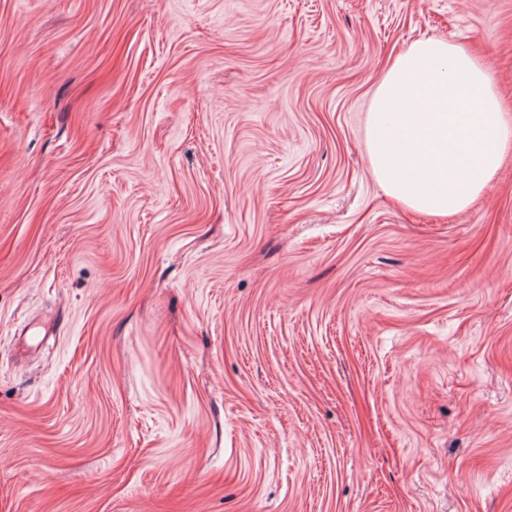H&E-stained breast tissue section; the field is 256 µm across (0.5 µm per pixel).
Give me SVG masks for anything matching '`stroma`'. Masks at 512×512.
I'll return each instance as SVG.
<instances>
[{"mask_svg":"<svg viewBox=\"0 0 512 512\" xmlns=\"http://www.w3.org/2000/svg\"><path fill=\"white\" fill-rule=\"evenodd\" d=\"M512 0H0V512H512V152L377 182L420 38Z\"/></svg>","mask_w":512,"mask_h":512,"instance_id":"1","label":"stroma"}]
</instances>
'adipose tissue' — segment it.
I'll return each instance as SVG.
<instances>
[{
    "label": "adipose tissue",
    "instance_id": "obj_1",
    "mask_svg": "<svg viewBox=\"0 0 512 512\" xmlns=\"http://www.w3.org/2000/svg\"><path fill=\"white\" fill-rule=\"evenodd\" d=\"M373 173L406 208L433 216L465 210L512 151L486 64L435 38L413 41L392 62L367 117Z\"/></svg>",
    "mask_w": 512,
    "mask_h": 512
}]
</instances>
